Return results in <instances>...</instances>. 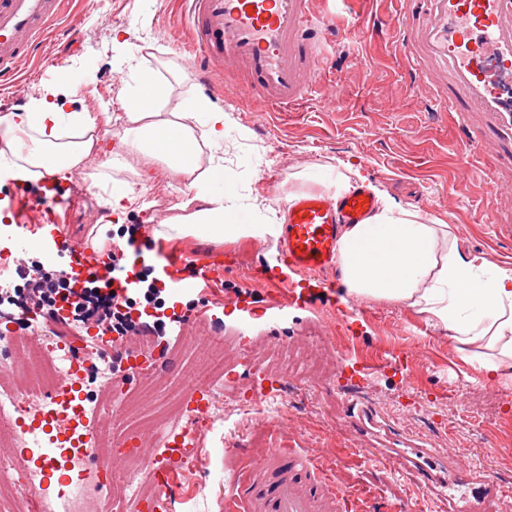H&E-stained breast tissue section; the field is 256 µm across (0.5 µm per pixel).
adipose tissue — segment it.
Here are the masks:
<instances>
[{"label": "adipose tissue", "mask_w": 512, "mask_h": 512, "mask_svg": "<svg viewBox=\"0 0 512 512\" xmlns=\"http://www.w3.org/2000/svg\"><path fill=\"white\" fill-rule=\"evenodd\" d=\"M171 88L159 72L149 85L124 83L118 144L94 180L112 212L125 213L141 196L136 180L147 177L154 162L187 177L199 208L181 202V216L169 226L172 237L195 235L215 242L278 237L280 224L263 222L260 207L237 202L219 163L202 166L204 149L224 143L230 122L222 109L182 99L166 109ZM198 115L197 126L183 120ZM101 137L98 121L87 112L62 111L42 96L21 112L0 118V143L24 181L65 180L92 152ZM131 171L135 182L112 179V168ZM222 195H214L217 181ZM377 209L368 223L346 226L338 267L345 297L397 303L424 315L426 323L448 336L455 352L483 371L486 381L512 384V271L464 256L451 225L427 218L374 189Z\"/></svg>", "instance_id": "1"}]
</instances>
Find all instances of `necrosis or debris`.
I'll return each instance as SVG.
<instances>
[{
    "label": "necrosis or debris",
    "instance_id": "necrosis-or-debris-1",
    "mask_svg": "<svg viewBox=\"0 0 512 512\" xmlns=\"http://www.w3.org/2000/svg\"><path fill=\"white\" fill-rule=\"evenodd\" d=\"M34 274L52 271L37 249L18 242L15 231L0 236V272L8 267ZM67 277L41 304L30 303L29 280L0 285V443L16 453L0 464V512H144L164 488L135 449L145 432L156 433L180 465L192 466L191 450L222 409L218 392L233 368L217 363L203 378L187 381L185 398L145 412L128 384L141 376L144 387L160 385L155 373L154 337L140 331L128 346L127 323L141 316L168 318L166 305L143 306L103 295L116 323L83 324V289ZM107 411L123 422L119 434L100 429ZM49 449L57 478L35 461ZM125 455L120 478L107 480L96 459Z\"/></svg>",
    "mask_w": 512,
    "mask_h": 512
}]
</instances>
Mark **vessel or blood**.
Segmentation results:
<instances>
[{
	"label": "vessel or blood",
	"instance_id": "obj_1",
	"mask_svg": "<svg viewBox=\"0 0 512 512\" xmlns=\"http://www.w3.org/2000/svg\"><path fill=\"white\" fill-rule=\"evenodd\" d=\"M394 25L370 15L363 38L396 37L411 67L410 89L433 87L430 112L448 114L469 153L460 166L487 194L476 158L495 150L512 171V0H399ZM199 48L190 67L205 89L242 86L253 98L282 111L313 89L328 50L339 45L341 23L316 0H184ZM63 0H0V80L16 81L53 31ZM376 208L366 188L339 196L307 192L288 205L280 261L305 278L335 268L338 243L349 224L366 223ZM72 265L101 273L112 254L93 245L69 247ZM232 512H346L348 498L336 479L295 448L249 451ZM405 471L430 494L446 498L448 512H496L498 485L487 471L447 468L427 448L400 453Z\"/></svg>",
	"mask_w": 512,
	"mask_h": 512
}]
</instances>
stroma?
Returning <instances> with one entry per match:
<instances>
[{
	"mask_svg": "<svg viewBox=\"0 0 512 512\" xmlns=\"http://www.w3.org/2000/svg\"><path fill=\"white\" fill-rule=\"evenodd\" d=\"M356 10L354 0H348L342 9L345 39L334 52L336 61L321 72L314 92L298 109L266 111L240 87L210 97V104L232 120L233 130L218 155L239 203L283 212L293 196L312 189L313 177L350 164L393 202L451 225L467 257L512 269V230L483 220L494 211L511 215L512 196L492 197L462 186L458 157L465 145L455 127L425 111L421 94L408 90L405 58L394 45L370 43L352 27ZM60 27V37L44 42L25 66L18 84L23 96L50 88L64 111L77 112L105 73H112L118 88L131 80L134 63L154 68L166 60L186 77L174 84L173 100L203 94L189 69L193 44L180 0H69ZM116 28L132 30V49L113 45ZM373 70L377 81H367ZM331 91L336 99L329 105L324 96ZM240 127L247 129V137H238ZM180 187L177 178L154 172L144 196L165 199V212L136 204L122 221L90 224L71 210L63 214L60 231L72 244L89 241L125 253L129 247L116 227L138 223V250L166 248L190 257L181 271L188 279L198 272L194 258L237 256V267L207 288L169 289L165 295L180 314L215 311L225 335L245 331L254 353H266L278 343L319 353L322 337L335 334L350 337L351 344L337 351L334 378L299 383L303 408L298 413L270 393L266 373L246 362L239 365L237 389L264 387L269 395L255 411L236 400L234 391H223V420L197 444L196 468L179 475L177 512H224L231 479L245 467L232 451L254 435L263 438L265 447L297 448L333 469L354 497L357 512H400L409 501L418 512H445L444 500L429 497L396 459L387 457L390 448H431L449 463L512 475V387L487 383L444 334L401 305L358 299L352 318L323 305L288 308L241 326L231 288L246 285L254 301H261L265 281L247 282L243 276L259 262L275 261L279 243L271 238L215 243L160 236ZM461 389L478 392L477 403L461 402Z\"/></svg>",
	"mask_w": 512,
	"mask_h": 512,
	"instance_id": "1",
	"label": "stroma"
}]
</instances>
